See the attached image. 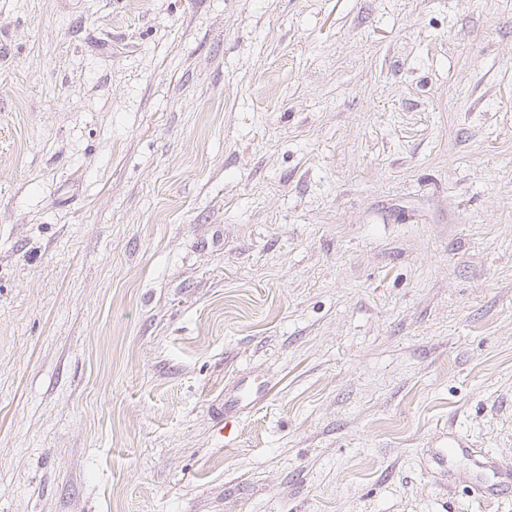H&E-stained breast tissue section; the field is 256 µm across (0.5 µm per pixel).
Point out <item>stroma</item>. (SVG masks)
<instances>
[{
  "label": "stroma",
  "instance_id": "1",
  "mask_svg": "<svg viewBox=\"0 0 512 512\" xmlns=\"http://www.w3.org/2000/svg\"><path fill=\"white\" fill-rule=\"evenodd\" d=\"M451 431L512 461V0H0V512H512ZM455 457H470L478 468H483L489 463L488 458L471 448L466 439L455 436L448 441V445L436 449L430 457L428 465L431 467L448 466V460Z\"/></svg>",
  "mask_w": 512,
  "mask_h": 512
}]
</instances>
